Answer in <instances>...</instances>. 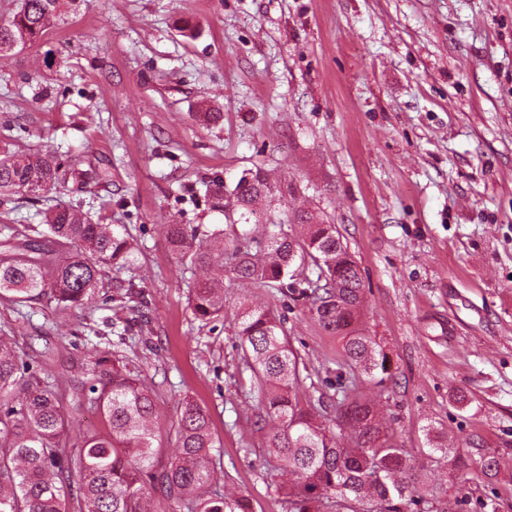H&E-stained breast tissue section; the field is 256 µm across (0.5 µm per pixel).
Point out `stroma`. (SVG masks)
<instances>
[{
    "label": "stroma",
    "instance_id": "stroma-1",
    "mask_svg": "<svg viewBox=\"0 0 512 512\" xmlns=\"http://www.w3.org/2000/svg\"><path fill=\"white\" fill-rule=\"evenodd\" d=\"M223 113L217 125L197 113ZM108 166L73 194L142 244L134 288L83 310L0 304V329L41 362L75 427L100 426L68 384L109 352L159 399L163 448L183 398L211 419L226 490L288 512L255 426L233 318L252 297L283 315L333 409L342 339L304 301L224 283V319L188 306L165 225L224 221L204 184L261 166L288 175L289 210L327 215L356 258L359 327L381 345L388 390L369 388L412 455L420 512H512V0H82L42 40L0 59V146ZM136 323L126 331L127 320ZM495 477L452 473L429 436Z\"/></svg>",
    "mask_w": 512,
    "mask_h": 512
}]
</instances>
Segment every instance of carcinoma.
I'll use <instances>...</instances> for the list:
<instances>
[{
	"label": "carcinoma",
	"mask_w": 512,
	"mask_h": 512,
	"mask_svg": "<svg viewBox=\"0 0 512 512\" xmlns=\"http://www.w3.org/2000/svg\"><path fill=\"white\" fill-rule=\"evenodd\" d=\"M80 0H18L0 20V57L39 42L51 25L77 11ZM105 168L82 169L50 154L0 151V196L21 199L81 190L106 179ZM296 187L268 170H248L233 187L215 179L207 194L227 224H267L275 232L170 224L166 240L177 262L209 275L189 288L195 319L224 318V278L283 292L309 302L322 331L342 336L336 373V416L329 418L298 385L306 366L292 347L283 320L266 305L240 303L235 314L241 360L252 373L250 398L257 426L268 429L267 455L288 476V512H418L423 502L407 452L377 415L373 400L353 396L355 374L382 385L387 355L354 327L364 305V284L354 257L333 222L307 212L270 213ZM286 224L307 227L295 238ZM138 243L124 224H103L63 199L43 224L0 226V302L45 300L80 308L109 282L107 271L128 272ZM87 409L105 430H74L56 384L0 336V512H159L172 502L179 512H250L244 495L221 490L209 414L182 402L175 428L176 453L158 462L162 448L155 390L132 375L124 359L105 353L73 378Z\"/></svg>",
	"instance_id": "cac0c4a2"
}]
</instances>
